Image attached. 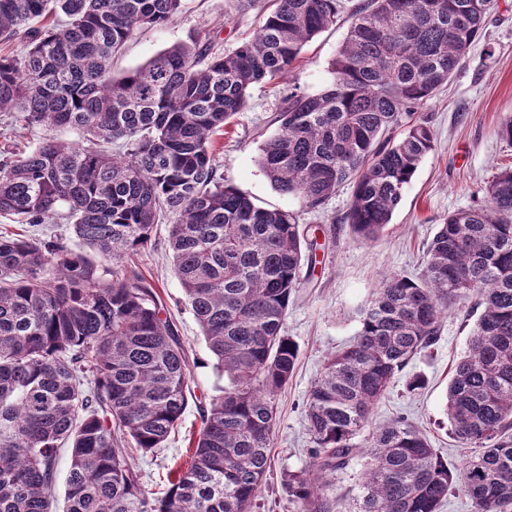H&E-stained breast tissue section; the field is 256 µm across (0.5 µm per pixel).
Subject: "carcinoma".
<instances>
[{
    "label": "carcinoma",
    "instance_id": "obj_1",
    "mask_svg": "<svg viewBox=\"0 0 512 512\" xmlns=\"http://www.w3.org/2000/svg\"><path fill=\"white\" fill-rule=\"evenodd\" d=\"M182 0H0V112L69 130L0 160V214L65 220L56 235L0 234V512H253L270 468L275 397L298 345L283 334L313 243L297 216L257 205L217 176L215 136L250 87L291 70L340 14L355 23L318 94L292 93L259 164L274 188L321 209L352 184L346 221L378 239L434 149L427 122L395 130L459 70L495 0H273L230 54L176 43L119 78L112 58ZM170 216L168 250L185 303L226 384L201 410L190 465L146 496L130 461L164 447L191 389L185 347L154 289L123 267ZM482 312L448 385L445 414L471 455L448 466L397 416L356 443L374 406L441 336L448 305ZM354 343L310 389L311 468L288 475L298 512H334L336 472L366 458L352 512H441L459 488L472 512H512V168L448 214L420 276L385 275ZM63 510L55 494L63 446Z\"/></svg>",
    "mask_w": 512,
    "mask_h": 512
}]
</instances>
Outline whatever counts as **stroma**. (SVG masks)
<instances>
[{"label":"stroma","mask_w":512,"mask_h":512,"mask_svg":"<svg viewBox=\"0 0 512 512\" xmlns=\"http://www.w3.org/2000/svg\"><path fill=\"white\" fill-rule=\"evenodd\" d=\"M263 16L247 0H182L180 12L163 28L139 30L112 64L113 75L144 64L178 42L212 38L217 52H233L256 34ZM352 24L342 14L336 24L307 43L298 63L284 77L253 85L247 108L238 113L217 141L218 173L225 184L249 195L259 206L294 212L303 228L315 231L312 264L299 270L300 284L288 306L284 333L298 345L291 380L276 397L277 418L271 441V473L254 512H297L285 480L289 472L311 464L304 404L327 359L353 343L358 312L389 272L419 276L423 258L439 224L449 212L481 197L486 184L503 167H512V143L500 136L501 123L512 114V0H497L484 35L469 49L461 69L435 97L420 105L415 120L427 121L435 147L408 185L392 221L375 241L357 238L344 217L351 186L340 187L324 208L306 210L295 195L276 191L258 159L265 139L279 129L276 116L289 92L316 94L332 81L331 64ZM168 223L156 225L151 246L129 257L128 268L151 284L195 361L193 398L165 448L136 457L147 496L163 492L174 471L191 462L192 441L201 428L199 409L208 405L224 381L173 270L167 250ZM479 316L473 302L452 306L434 349L414 357L375 406L371 426L404 415L429 437L449 465L469 455L449 433L445 396L454 367L467 351L470 329ZM422 376L426 386L411 393L406 382Z\"/></svg>","instance_id":"1"}]
</instances>
